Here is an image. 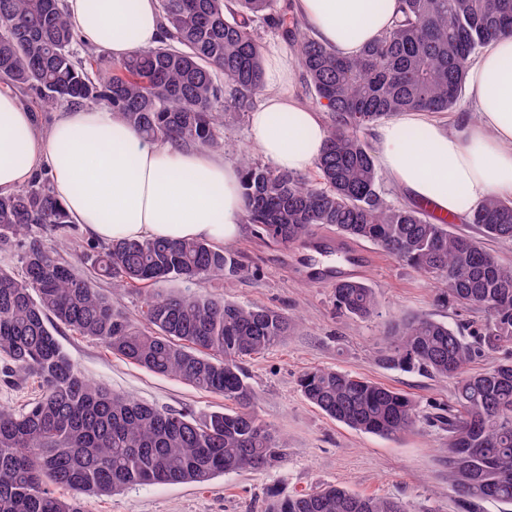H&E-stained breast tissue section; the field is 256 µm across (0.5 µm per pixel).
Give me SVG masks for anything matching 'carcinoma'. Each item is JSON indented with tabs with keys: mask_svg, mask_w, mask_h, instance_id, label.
Segmentation results:
<instances>
[{
	"mask_svg": "<svg viewBox=\"0 0 512 512\" xmlns=\"http://www.w3.org/2000/svg\"><path fill=\"white\" fill-rule=\"evenodd\" d=\"M165 38L122 61L78 57L62 0H0V81L49 110L103 105L143 138L172 146L224 147L222 116L254 109L264 86L257 25L296 51L305 81L329 114L319 176L240 157L245 222L275 243L304 240L318 226L369 240L439 285V300L477 308L472 340L415 315L396 324L385 364L454 380V403L436 418L448 433L444 463L461 512L480 501L512 506V360L481 373L473 359L512 342V265L478 241L433 221L414 203L384 196L365 131L400 112L456 108L471 61L512 36V0H399L391 28L352 58L317 41L280 0H157ZM490 239H512V200L490 196L468 219ZM73 223L46 177L0 194V247L20 250L21 274L0 269V358L14 381L36 380L20 409L0 405V512H82L55 488L105 493L129 485L205 482L262 471L287 443L258 416L242 366L288 336L277 309L200 294H153L132 317L60 257ZM60 233L53 244L37 231ZM99 275L131 285L235 276L242 264L205 240H114L95 246ZM336 307L377 313L373 289L334 284ZM60 329L99 341L154 375L224 397L235 409L204 419L165 411L87 378L56 338ZM304 397L361 432L394 437L420 418L410 396L348 373L312 368ZM278 512H408L390 497L340 486L290 496Z\"/></svg>",
	"mask_w": 512,
	"mask_h": 512,
	"instance_id": "1",
	"label": "carcinoma"
}]
</instances>
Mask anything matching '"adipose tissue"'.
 Returning a JSON list of instances; mask_svg holds the SVG:
<instances>
[{
    "label": "adipose tissue",
    "instance_id": "ef3b65f1",
    "mask_svg": "<svg viewBox=\"0 0 512 512\" xmlns=\"http://www.w3.org/2000/svg\"><path fill=\"white\" fill-rule=\"evenodd\" d=\"M398 0H294L319 41L358 54L388 29ZM72 29L113 60L163 36L156 0H65ZM473 116L443 124L404 112L375 132L378 162L407 197L468 219L491 195L512 196V37L491 41L468 70ZM259 106L250 114L254 150L275 169L303 173L327 138L323 108L297 97L287 53L265 62ZM49 178L58 202L94 239H204L227 244L244 223L238 162L205 148L144 140L103 107L74 106L42 127L0 90V193Z\"/></svg>",
    "mask_w": 512,
    "mask_h": 512
}]
</instances>
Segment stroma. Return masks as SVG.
Returning a JSON list of instances; mask_svg holds the SVG:
<instances>
[{
	"instance_id": "stroma-1",
	"label": "stroma",
	"mask_w": 512,
	"mask_h": 512,
	"mask_svg": "<svg viewBox=\"0 0 512 512\" xmlns=\"http://www.w3.org/2000/svg\"><path fill=\"white\" fill-rule=\"evenodd\" d=\"M336 236L335 228L320 227L304 241L277 244L247 224L227 246L245 267L237 277L195 285L161 282L141 289L99 280L98 288L133 315L149 294L196 292L268 306L292 318L294 327L283 343L244 363L257 397L256 412L288 446L273 467L261 472L220 473L203 484L158 483L105 494L76 495L65 489L62 497H78L84 512H271L270 490L285 497L339 484L357 495L399 499L409 512H459L442 462L445 432L425 421L396 438L352 430L308 403L298 380L315 367L339 369L406 392L418 401L422 414L433 413L435 407L452 403L455 384L383 365L392 326L428 314L466 335L483 315L439 303L433 279L372 242L355 239L351 247L369 255L356 278L374 289L379 313L368 320L340 313L324 275L325 255L317 246ZM58 340L85 376L114 392L199 417L229 406L222 396L151 374L89 338L63 330Z\"/></svg>"
}]
</instances>
